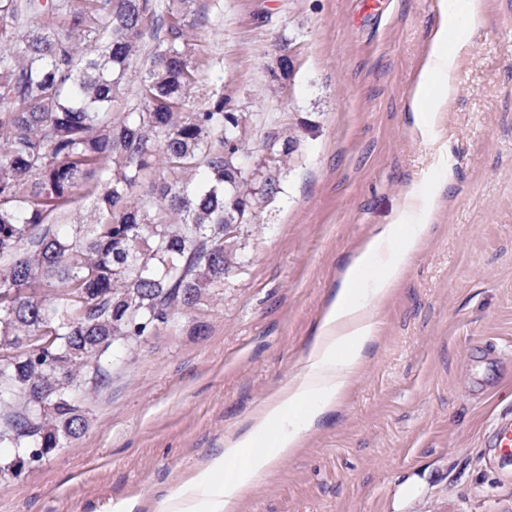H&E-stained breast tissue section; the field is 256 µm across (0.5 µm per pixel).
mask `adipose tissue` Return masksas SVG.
Wrapping results in <instances>:
<instances>
[{
	"label": "adipose tissue",
	"instance_id": "1",
	"mask_svg": "<svg viewBox=\"0 0 512 512\" xmlns=\"http://www.w3.org/2000/svg\"><path fill=\"white\" fill-rule=\"evenodd\" d=\"M456 15L434 34L427 65L415 95L432 96L434 104L447 99L448 77L454 56L448 50V30L457 26ZM435 202L421 194H409L389 224L351 259L340 275L317 326L310 349L297 377L275 400L266 403L249 420L239 436L225 440L222 453L211 457L168 505L169 512H231L241 490L263 474L274 458L293 454L303 434L338 401L366 360L378 338L371 298H382L398 284L413 255L430 230ZM404 237H397V230ZM379 263L370 297L357 295L355 286L363 271ZM237 464L236 476L223 481L227 464ZM223 488H216V481Z\"/></svg>",
	"mask_w": 512,
	"mask_h": 512
}]
</instances>
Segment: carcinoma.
I'll return each instance as SVG.
<instances>
[{"instance_id": "carcinoma-1", "label": "carcinoma", "mask_w": 512, "mask_h": 512, "mask_svg": "<svg viewBox=\"0 0 512 512\" xmlns=\"http://www.w3.org/2000/svg\"><path fill=\"white\" fill-rule=\"evenodd\" d=\"M195 2L0 0V346L19 350L0 354V447L21 449L0 481L84 433L103 354L216 296L239 265L228 218L253 223L278 192L294 138L271 129L247 166V115L190 107ZM53 15L66 25L26 24ZM132 78L137 106L113 111ZM84 190L99 220L59 234Z\"/></svg>"}]
</instances>
